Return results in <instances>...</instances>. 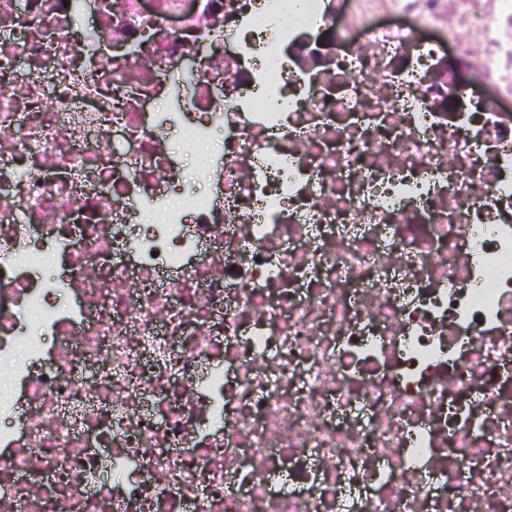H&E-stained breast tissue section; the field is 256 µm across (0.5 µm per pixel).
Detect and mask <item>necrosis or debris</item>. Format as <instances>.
Segmentation results:
<instances>
[{
  "instance_id": "necrosis-or-debris-1",
  "label": "necrosis or debris",
  "mask_w": 512,
  "mask_h": 512,
  "mask_svg": "<svg viewBox=\"0 0 512 512\" xmlns=\"http://www.w3.org/2000/svg\"><path fill=\"white\" fill-rule=\"evenodd\" d=\"M290 8L0 0V512H512V0Z\"/></svg>"
}]
</instances>
